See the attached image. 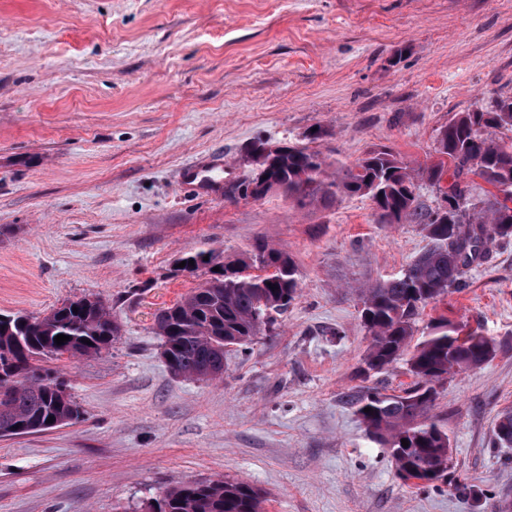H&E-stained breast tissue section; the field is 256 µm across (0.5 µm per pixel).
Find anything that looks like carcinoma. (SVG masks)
I'll use <instances>...</instances> for the list:
<instances>
[{
	"label": "carcinoma",
	"mask_w": 512,
	"mask_h": 512,
	"mask_svg": "<svg viewBox=\"0 0 512 512\" xmlns=\"http://www.w3.org/2000/svg\"><path fill=\"white\" fill-rule=\"evenodd\" d=\"M512 131V99L497 102L492 112L476 109L455 114L438 133L440 159L418 168L387 148L369 152L358 164L332 174L321 153L288 144L269 161V178L277 191L301 206L339 196H364L374 206L377 223L415 221L429 246L401 273L360 290V320L370 336L365 364L382 371L403 361L414 386L401 394L360 388L343 394L371 438L387 448L397 476L420 484L452 482L448 467V434L428 417L442 382L490 362L497 352L493 339L472 332L458 341V325L437 320L413 350H408L420 308L465 286L467 270L482 265L492 249L512 239V140L497 131ZM456 179L473 175L491 187L476 201L457 193L448 210L425 208L415 182L438 185L444 168ZM272 268L261 276L249 269ZM220 271L183 300L161 310L155 319L163 355L170 370L188 380H216L224 374V349L252 342L272 314L295 300L299 278L284 252L260 246L245 260L218 264ZM277 290H272L269 285ZM100 298L67 300L42 316L0 314V436L30 434L57 427L78 413L65 383L49 361L100 354L120 336ZM64 334L69 340L55 343ZM89 343L82 342V339ZM370 412H364V409ZM493 436L499 448L512 447V409L498 414ZM409 445L402 446V440ZM144 512H264L258 491L243 482L211 480L166 489L144 506Z\"/></svg>",
	"instance_id": "1"
}]
</instances>
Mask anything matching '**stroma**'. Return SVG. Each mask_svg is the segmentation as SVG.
<instances>
[{"instance_id":"35a3bbf8","label":"stroma","mask_w":512,"mask_h":512,"mask_svg":"<svg viewBox=\"0 0 512 512\" xmlns=\"http://www.w3.org/2000/svg\"><path fill=\"white\" fill-rule=\"evenodd\" d=\"M503 99L512 0H0V313L98 296L121 325L101 354L53 365L77 419L0 437V512H142L217 479L265 512H512V448L492 434L512 407V241L415 323L419 339L443 315L499 346L431 412L473 499L404 484L342 399L413 381L402 363L364 373L357 295L427 247L420 224L377 223L362 196L224 194L252 178L257 140L311 143L335 167L381 146L423 163L456 113ZM192 168L220 184L182 190ZM260 243L296 264L292 305L226 353L223 380L173 376L155 315L210 276L182 259Z\"/></svg>"}]
</instances>
